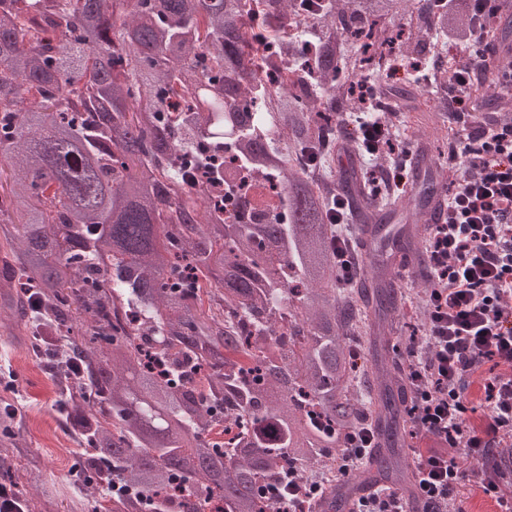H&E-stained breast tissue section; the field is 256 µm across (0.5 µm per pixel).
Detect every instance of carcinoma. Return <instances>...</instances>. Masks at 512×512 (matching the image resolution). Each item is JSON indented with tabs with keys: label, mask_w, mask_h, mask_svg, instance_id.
I'll use <instances>...</instances> for the list:
<instances>
[{
	"label": "carcinoma",
	"mask_w": 512,
	"mask_h": 512,
	"mask_svg": "<svg viewBox=\"0 0 512 512\" xmlns=\"http://www.w3.org/2000/svg\"><path fill=\"white\" fill-rule=\"evenodd\" d=\"M249 2L0 0V306L55 357L84 472L130 489L71 512H274L262 487L319 471L369 423L375 450L352 479L410 493L408 364L387 357L421 344L432 279L403 283L381 256L430 253L448 47L483 46L462 0H320L287 40L306 0H264L260 38L276 48L259 54ZM392 51L410 67L394 86ZM479 86L482 111L512 112V86ZM369 97L419 113L433 149L381 195L383 148L374 176L312 178L296 152L327 136L361 152L349 126ZM226 141L251 171L280 160L287 222L259 223L261 198L254 223L227 221L198 175ZM337 200L352 207L338 225ZM367 227L345 283L332 240ZM355 334L383 352L355 361ZM221 414L242 427L231 446L209 438ZM15 428L6 407L0 443ZM339 485L325 512L354 508Z\"/></svg>",
	"instance_id": "obj_1"
}]
</instances>
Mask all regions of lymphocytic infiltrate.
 Listing matches in <instances>:
<instances>
[{
  "label": "lymphocytic infiltrate",
  "instance_id": "obj_1",
  "mask_svg": "<svg viewBox=\"0 0 512 512\" xmlns=\"http://www.w3.org/2000/svg\"><path fill=\"white\" fill-rule=\"evenodd\" d=\"M493 70L485 57L461 63L448 98L453 130L475 146L464 166L449 168L446 217L431 232L430 349L409 373L421 512H464L472 478L498 512H512V483L483 466L512 438V118L470 112L462 94L475 73ZM488 361L497 371L484 384L488 414L478 427L466 416L465 380ZM461 449L481 464L473 474L457 464Z\"/></svg>",
  "mask_w": 512,
  "mask_h": 512
}]
</instances>
